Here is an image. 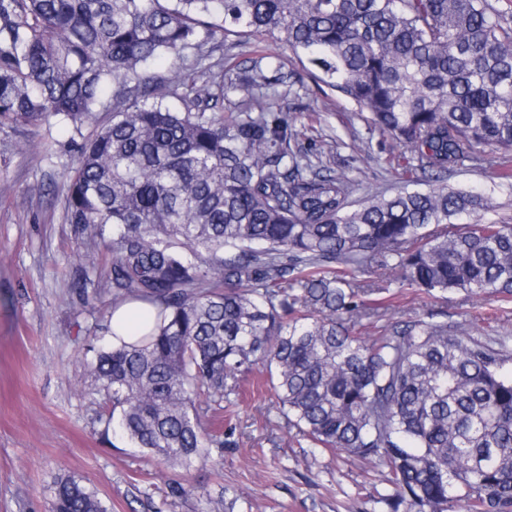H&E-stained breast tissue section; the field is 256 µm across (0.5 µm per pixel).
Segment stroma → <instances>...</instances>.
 Instances as JSON below:
<instances>
[{
  "label": "stroma",
  "mask_w": 512,
  "mask_h": 512,
  "mask_svg": "<svg viewBox=\"0 0 512 512\" xmlns=\"http://www.w3.org/2000/svg\"><path fill=\"white\" fill-rule=\"evenodd\" d=\"M262 55L283 62L274 110L295 114V147L324 153L335 172L354 179L353 199L393 187L394 143L369 133L367 113L272 38L226 36L219 68L225 116L244 109L245 95L230 79ZM106 118L97 113L77 130L54 122L0 126V512H51L53 485L64 475L95 492L108 512H208L209 500L219 497L227 512H387V469L314 447L288 429L260 367L243 380L237 405L224 411L236 447L188 472L197 495L172 496L178 473L107 427L91 364L110 334L109 311L79 297L83 270L105 272L107 248L97 239L78 244L65 193L52 189ZM448 183L495 189L502 204L495 219L512 216V190L495 153L449 174ZM361 282L383 287L364 296L382 312L361 321L365 340L426 310L474 338L512 336V299L428 300L377 267Z\"/></svg>",
  "instance_id": "1"
}]
</instances>
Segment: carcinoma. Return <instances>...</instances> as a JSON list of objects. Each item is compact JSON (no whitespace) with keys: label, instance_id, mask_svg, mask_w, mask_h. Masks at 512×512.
<instances>
[{"label":"carcinoma","instance_id":"cac0c4a2","mask_svg":"<svg viewBox=\"0 0 512 512\" xmlns=\"http://www.w3.org/2000/svg\"><path fill=\"white\" fill-rule=\"evenodd\" d=\"M235 28L369 113L402 148L400 185L353 203L352 179L292 149L295 116L269 118L258 63L237 76L247 111L224 119L211 58ZM101 111L63 182L78 235L108 240L82 297L153 307L138 343L97 353L107 421L187 470L235 445L203 420L262 365L299 433L388 469L389 512H512V338L428 311L370 342L355 330L375 266L429 298L512 297V223L447 184L487 148L512 163V0H0V125ZM52 512L107 507L62 476Z\"/></svg>","mask_w":512,"mask_h":512}]
</instances>
